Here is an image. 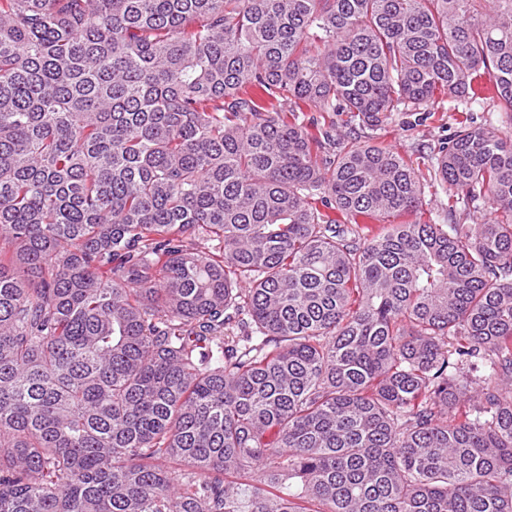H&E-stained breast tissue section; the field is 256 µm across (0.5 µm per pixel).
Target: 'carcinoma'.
Returning <instances> with one entry per match:
<instances>
[{
  "label": "carcinoma",
  "mask_w": 512,
  "mask_h": 512,
  "mask_svg": "<svg viewBox=\"0 0 512 512\" xmlns=\"http://www.w3.org/2000/svg\"><path fill=\"white\" fill-rule=\"evenodd\" d=\"M487 82L512 0H0V512H512ZM460 115L457 112H431V115L428 112H396L391 121L376 131L377 141L406 157L411 156L414 161L420 158L416 161H421L420 166L424 169L421 156H425L427 164L430 151H437L441 139L456 130ZM418 151L424 155H418ZM426 189L425 204L423 209L425 210L424 219L432 218L436 224H448V212L445 210L443 203L447 204V198L444 194L431 195L433 192Z\"/></svg>",
  "instance_id": "cac0c4a2"
}]
</instances>
